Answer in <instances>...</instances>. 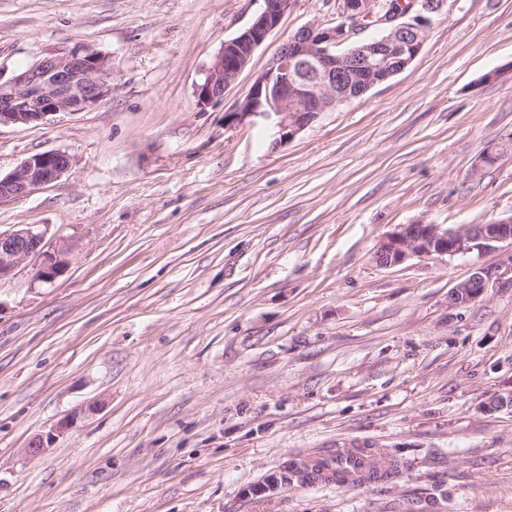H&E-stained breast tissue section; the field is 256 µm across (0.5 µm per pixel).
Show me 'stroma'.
I'll list each match as a JSON object with an SVG mask.
<instances>
[{
    "label": "stroma",
    "mask_w": 512,
    "mask_h": 512,
    "mask_svg": "<svg viewBox=\"0 0 512 512\" xmlns=\"http://www.w3.org/2000/svg\"><path fill=\"white\" fill-rule=\"evenodd\" d=\"M262 0H0V80L82 44L95 108L0 128V175L75 159L0 201V231L71 244L53 285L0 279V512H512V283L450 292L501 249L372 260L401 224L512 215V0H447L421 53L274 146L228 125L290 35L295 0L223 99L195 86ZM77 428L24 449L67 414ZM356 441L401 456L358 486L267 481ZM74 163L73 156L63 151L31 155L12 173L0 175V200L27 197L39 187L61 179ZM85 412H75L64 417L55 427L54 431L47 433L46 435H38L32 438L27 448H25V454L30 458H37L43 455L53 443L56 437V433H62L68 431L77 426L78 422L82 420Z\"/></svg>",
    "instance_id": "1"
}]
</instances>
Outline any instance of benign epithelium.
Here are the masks:
<instances>
[{
  "label": "benign epithelium",
  "mask_w": 512,
  "mask_h": 512,
  "mask_svg": "<svg viewBox=\"0 0 512 512\" xmlns=\"http://www.w3.org/2000/svg\"><path fill=\"white\" fill-rule=\"evenodd\" d=\"M251 24L224 46L207 68L196 95L203 105L224 97L225 90L248 66L255 50L292 8L293 0H262ZM447 0H409L393 10L381 0H327L336 13L333 26H305L285 41L268 66L258 74L248 93L231 113V122L258 119L277 129L274 145L293 140L319 113L362 96L404 69L422 51L431 16ZM380 34L367 36L370 29ZM112 91V61L100 52L77 45L66 53L42 58L11 80L0 81V126L29 125L58 113L86 112ZM74 166L67 152L29 156L12 173L0 176V200L29 196L54 183ZM48 229L18 225L0 231V279L24 261L36 262L35 279L50 284L64 275L71 247L47 241ZM512 248V215L487 224L452 229L441 224H400L373 253L380 267H393L411 258L466 255L475 250ZM512 275V254L506 263L479 266L458 284L449 297L454 305L467 304L493 282ZM83 413L64 417L55 429L32 438L25 454L43 455L56 434L77 426Z\"/></svg>",
  "instance_id": "7a95c632"
}]
</instances>
